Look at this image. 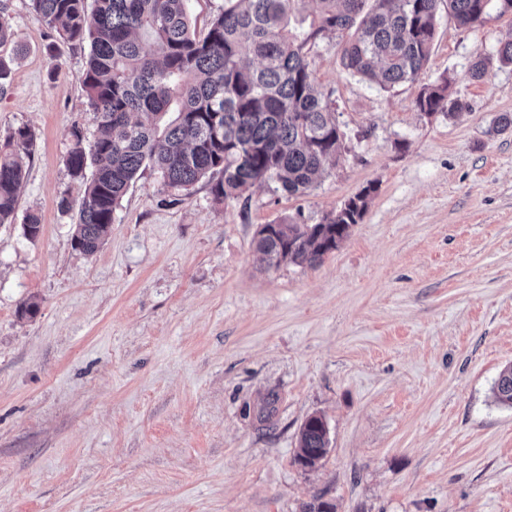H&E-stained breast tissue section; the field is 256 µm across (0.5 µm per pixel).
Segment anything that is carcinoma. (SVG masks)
Masks as SVG:
<instances>
[{"mask_svg": "<svg viewBox=\"0 0 512 512\" xmlns=\"http://www.w3.org/2000/svg\"><path fill=\"white\" fill-rule=\"evenodd\" d=\"M32 0L61 37L87 45L83 86L99 135L85 144L70 133L64 162L86 180L72 245L85 255L101 248L130 184L149 165L171 191L205 180L217 201L239 199L255 185L273 182L290 196L305 194L344 150L333 103L319 91L307 44L327 33H346L341 64L353 76L391 89L414 82L426 67L437 29L438 0H315L318 11L306 38L289 29L302 0H224L204 36L191 31L189 0ZM458 27L487 15L490 0H447ZM415 105L448 117L467 109L450 98L448 81L421 88ZM176 114L166 121L168 113ZM36 133L10 131L0 147V224L15 219L21 158ZM94 165L86 177L88 164ZM372 185L317 224L270 226L255 246L268 266H316L337 249L368 207ZM23 235L41 232L29 213ZM495 403L512 408V365L492 387ZM320 415L308 417L298 436L295 462L315 468L329 436Z\"/></svg>", "mask_w": 512, "mask_h": 512, "instance_id": "carcinoma-1", "label": "carcinoma"}]
</instances>
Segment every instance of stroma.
Here are the masks:
<instances>
[{
    "label": "stroma",
    "instance_id": "35a3bbf8",
    "mask_svg": "<svg viewBox=\"0 0 512 512\" xmlns=\"http://www.w3.org/2000/svg\"><path fill=\"white\" fill-rule=\"evenodd\" d=\"M4 20L0 136L37 138L0 226V512H512V409L490 398L512 362V129H495L512 66L494 60L512 14L462 29L440 0L426 69L389 91L320 36L308 61L345 150L307 194L219 203L202 181L176 202L148 169L90 257L71 245L84 185L64 164L72 129L98 134L88 49L30 0ZM444 78L466 110L419 112ZM370 184L320 265L267 268L261 225L318 223ZM314 414L329 453L308 470L294 456Z\"/></svg>",
    "mask_w": 512,
    "mask_h": 512
}]
</instances>
